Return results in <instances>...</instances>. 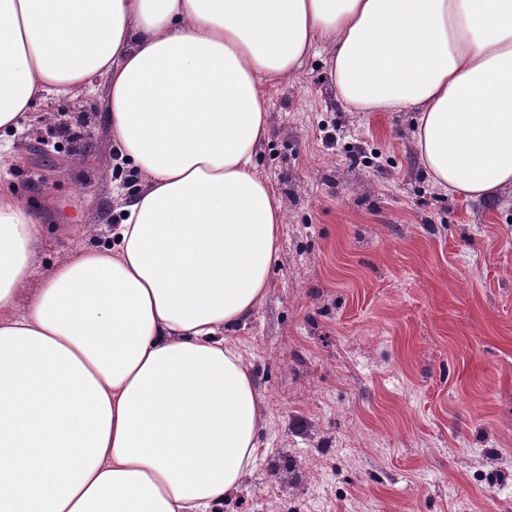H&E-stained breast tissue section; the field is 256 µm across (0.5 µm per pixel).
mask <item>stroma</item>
<instances>
[{"instance_id": "obj_1", "label": "stroma", "mask_w": 512, "mask_h": 512, "mask_svg": "<svg viewBox=\"0 0 512 512\" xmlns=\"http://www.w3.org/2000/svg\"><path fill=\"white\" fill-rule=\"evenodd\" d=\"M93 89L0 129V189L46 211L25 297L107 246L142 180ZM256 164L285 211L230 337L264 396L259 461L220 512H512V190L437 186L417 114L351 112L326 53L267 91Z\"/></svg>"}]
</instances>
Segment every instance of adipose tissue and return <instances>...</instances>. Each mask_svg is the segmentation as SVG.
I'll list each match as a JSON object with an SVG mask.
<instances>
[{"instance_id": "ef3b65f1", "label": "adipose tissue", "mask_w": 512, "mask_h": 512, "mask_svg": "<svg viewBox=\"0 0 512 512\" xmlns=\"http://www.w3.org/2000/svg\"><path fill=\"white\" fill-rule=\"evenodd\" d=\"M320 44L349 110L417 112L438 186L512 189V0H0V129L105 79L142 179L26 308L43 217L0 191V512H215L253 470L263 396L224 332L284 222L265 89Z\"/></svg>"}]
</instances>
